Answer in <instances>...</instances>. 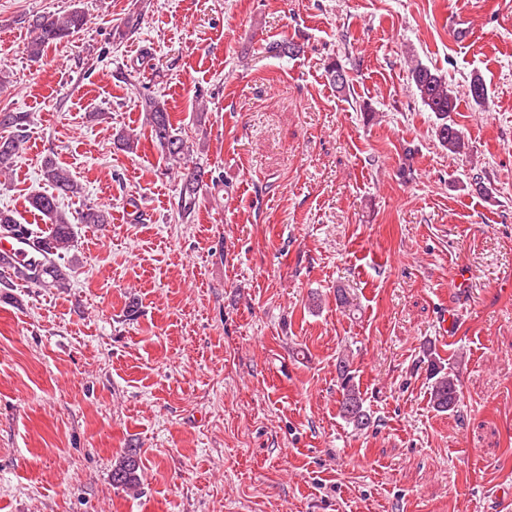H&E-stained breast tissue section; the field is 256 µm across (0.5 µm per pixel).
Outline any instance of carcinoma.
<instances>
[{
  "instance_id": "1",
  "label": "carcinoma",
  "mask_w": 512,
  "mask_h": 512,
  "mask_svg": "<svg viewBox=\"0 0 512 512\" xmlns=\"http://www.w3.org/2000/svg\"><path fill=\"white\" fill-rule=\"evenodd\" d=\"M88 22V15L78 6L61 15L46 13L33 16L30 20L31 37L26 45L27 55L34 60L39 59L46 48L68 41L74 33L83 30ZM325 73L337 90L342 91L349 85V76L336 62H329L325 66ZM410 75L422 104L437 119L436 136L441 146L452 155L468 154L469 144L463 131L448 121L449 114L456 111L457 96L446 79L422 64L414 65ZM468 96L478 106L488 98L487 86L477 75L470 79ZM142 106L152 141L161 147L169 159L177 163L183 160L190 152V145L181 132L174 128L165 103L147 93L142 97ZM30 123L31 115L28 112L0 110V129L8 131V135H0V177L7 178L12 174L14 159L26 139ZM41 171L52 192L33 194L29 196L28 203L45 218L47 230L35 232L21 223L13 210L0 209V237L24 235L31 249L30 256L22 264L12 261L5 264L0 258V288L12 289L17 280L38 288H64L74 272L75 258L68 256L74 247V222L62 209L60 201L80 194L81 188L70 171L51 156L43 159ZM205 175V170L199 166H185L177 172L182 214L189 215L196 207L198 192L205 185ZM77 222L109 224L111 214L97 204H87L79 212ZM426 355L430 357L432 407L438 412L457 409L460 403L458 379L437 364L432 350H427ZM336 373L340 416L357 431L368 429L372 415L364 407V398L355 380L349 356L337 357ZM139 470L136 450L130 447L112 467V485L123 490L137 488L141 483Z\"/></svg>"
}]
</instances>
